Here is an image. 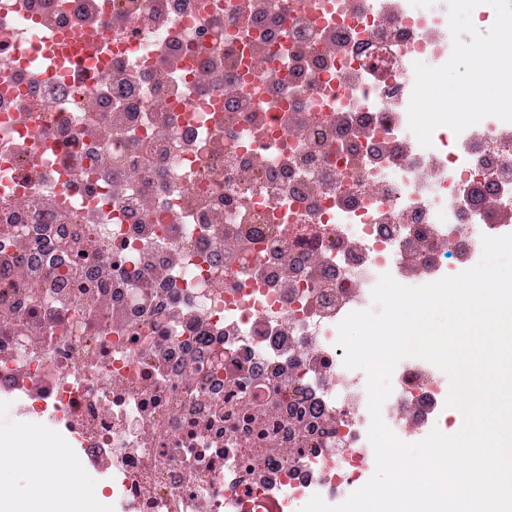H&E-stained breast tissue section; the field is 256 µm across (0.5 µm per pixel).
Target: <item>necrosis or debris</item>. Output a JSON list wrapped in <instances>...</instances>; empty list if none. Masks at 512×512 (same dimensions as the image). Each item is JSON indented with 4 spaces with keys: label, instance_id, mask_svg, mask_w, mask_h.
Masks as SVG:
<instances>
[{
    "label": "necrosis or debris",
    "instance_id": "necrosis-or-debris-1",
    "mask_svg": "<svg viewBox=\"0 0 512 512\" xmlns=\"http://www.w3.org/2000/svg\"><path fill=\"white\" fill-rule=\"evenodd\" d=\"M490 55L496 111L422 121ZM482 186L512 212V57L453 0H0V402L112 512L335 502L375 461L337 326L512 234ZM391 386L392 433L457 423Z\"/></svg>",
    "mask_w": 512,
    "mask_h": 512
}]
</instances>
